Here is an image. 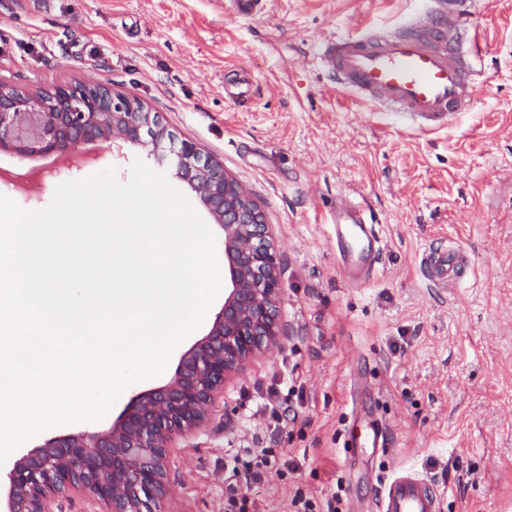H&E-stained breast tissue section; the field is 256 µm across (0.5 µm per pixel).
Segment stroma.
<instances>
[{
    "label": "stroma",
    "instance_id": "obj_1",
    "mask_svg": "<svg viewBox=\"0 0 512 512\" xmlns=\"http://www.w3.org/2000/svg\"><path fill=\"white\" fill-rule=\"evenodd\" d=\"M424 0H0V79L30 90L111 84L223 164L263 211L282 258L279 314L293 337L224 391L198 434L169 450L164 512H376L409 469L438 485L439 512H512V0H475L479 91L421 132L337 89L317 46L406 21ZM98 140L72 151L0 152V194L29 210L60 183L113 167ZM367 205L382 248L367 283L339 268L330 215ZM471 269L435 287L431 248ZM278 391L281 422L256 413ZM260 453L256 481L227 479Z\"/></svg>",
    "mask_w": 512,
    "mask_h": 512
}]
</instances>
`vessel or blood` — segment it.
<instances>
[{"label":"vessel or blood","mask_w":512,"mask_h":512,"mask_svg":"<svg viewBox=\"0 0 512 512\" xmlns=\"http://www.w3.org/2000/svg\"><path fill=\"white\" fill-rule=\"evenodd\" d=\"M471 0H438L413 23L391 31L325 39L319 49L322 68L339 88L411 120L421 129H436L466 111L475 91L472 51H460L458 35L471 18ZM376 221L362 205L336 211V249L346 278L363 282L379 255ZM424 264L440 286L458 282L468 268L458 249L428 252ZM440 492L417 473L404 471L384 484L380 512H439Z\"/></svg>","instance_id":"b4317fda"}]
</instances>
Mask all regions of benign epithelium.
<instances>
[{
	"label": "benign epithelium",
	"instance_id": "obj_1",
	"mask_svg": "<svg viewBox=\"0 0 512 512\" xmlns=\"http://www.w3.org/2000/svg\"><path fill=\"white\" fill-rule=\"evenodd\" d=\"M90 140L143 149L197 194L224 232V305L207 334L181 354L173 376L133 396L112 424L48 438L3 466V512H61L73 493L92 512H160L174 439L210 424L226 385L290 339L278 310L282 262L265 215L223 166L109 84L74 81L30 92L0 81V151L44 155Z\"/></svg>",
	"mask_w": 512,
	"mask_h": 512
}]
</instances>
